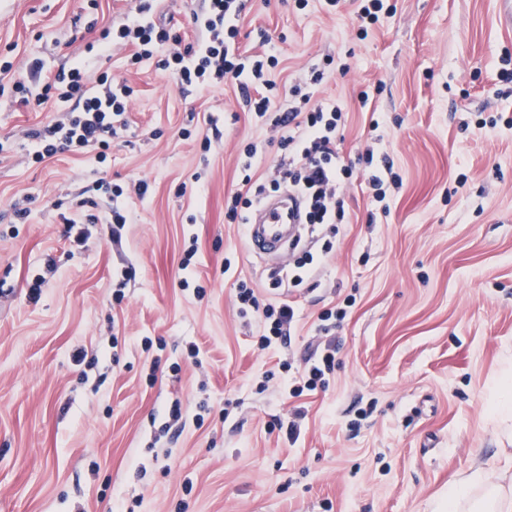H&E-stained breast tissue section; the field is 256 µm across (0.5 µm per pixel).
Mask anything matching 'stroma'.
Instances as JSON below:
<instances>
[{
	"mask_svg": "<svg viewBox=\"0 0 512 512\" xmlns=\"http://www.w3.org/2000/svg\"><path fill=\"white\" fill-rule=\"evenodd\" d=\"M389 2L364 33L355 0L247 4L238 43L261 54L269 35L277 104L321 70L316 99L341 108L336 147L355 165L316 286L276 289L227 214L244 147L260 180L280 157L232 81L184 91L132 47L88 54L136 0H0V62L84 58L89 79L134 90L109 150L39 163L27 133L57 108L0 97V512H438L512 455V420L490 415L512 354V84L495 82L512 27L499 0ZM368 150L401 179L383 212L356 163ZM140 179L126 224L102 223L107 188ZM241 279L260 302L295 301L289 348L256 349ZM348 298L328 384L289 397L280 362Z\"/></svg>",
	"mask_w": 512,
	"mask_h": 512,
	"instance_id": "35a3bbf8",
	"label": "stroma"
}]
</instances>
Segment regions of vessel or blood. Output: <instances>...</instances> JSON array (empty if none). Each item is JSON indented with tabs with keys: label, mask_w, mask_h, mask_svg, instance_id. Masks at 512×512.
<instances>
[{
	"label": "vessel or blood",
	"mask_w": 512,
	"mask_h": 512,
	"mask_svg": "<svg viewBox=\"0 0 512 512\" xmlns=\"http://www.w3.org/2000/svg\"><path fill=\"white\" fill-rule=\"evenodd\" d=\"M301 222L297 197L282 194L269 203L256 207L248 217L246 238L259 256L281 260L289 237Z\"/></svg>",
	"instance_id": "1"
}]
</instances>
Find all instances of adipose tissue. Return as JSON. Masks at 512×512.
<instances>
[{
    "label": "adipose tissue",
    "mask_w": 512,
    "mask_h": 512,
    "mask_svg": "<svg viewBox=\"0 0 512 512\" xmlns=\"http://www.w3.org/2000/svg\"><path fill=\"white\" fill-rule=\"evenodd\" d=\"M512 475V457L507 458L496 477L484 470L470 474L461 486L448 494V512H512V489L503 481Z\"/></svg>",
    "instance_id": "adipose-tissue-1"
}]
</instances>
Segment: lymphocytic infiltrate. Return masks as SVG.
<instances>
[{
  "label": "lymphocytic infiltrate",
  "mask_w": 512,
  "mask_h": 512,
  "mask_svg": "<svg viewBox=\"0 0 512 512\" xmlns=\"http://www.w3.org/2000/svg\"><path fill=\"white\" fill-rule=\"evenodd\" d=\"M154 2L138 0L117 28L100 31L92 47L98 54L107 55L113 45L130 44L135 46L134 58L139 62L155 59V52L165 50V57L157 59L158 66L181 86L205 89L231 78L250 112L266 119L278 132V145L284 156L277 177L266 185L244 176L246 192L234 195L228 206L233 220L245 223L249 211L267 190L285 186L302 197L306 223H342L345 201L340 188L353 171L340 164L336 149L341 110L313 100L322 72L313 70L305 86L291 88L298 105L279 109L269 95L274 87L269 70L277 65V58L271 54L248 55L236 43L238 21L247 8V0H206L204 9L192 15L196 38L189 44L182 43L169 25L156 19ZM0 71L12 73L11 90L21 101H31L39 107L59 103L65 106L59 119L31 131L36 144L32 159L36 162L60 152H78L93 146L109 150L116 125L123 122L133 95L130 86L105 74L88 81L79 61L53 72L45 71L37 59L22 71L14 70L8 62L0 66ZM237 300L242 309L257 312L263 321L264 330L257 340L260 349L290 346L291 326L296 318L290 302L260 304L253 288L243 280L237 285ZM335 354V346L328 344L304 356L299 376L285 377L284 391L296 398L326 386L335 369Z\"/></svg>",
  "instance_id": "lymphocytic-infiltrate-1"
}]
</instances>
